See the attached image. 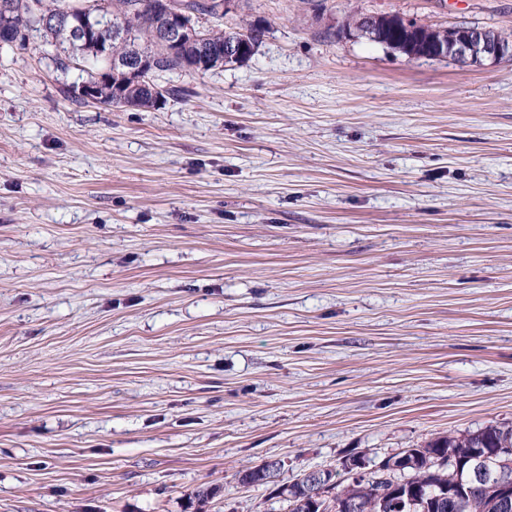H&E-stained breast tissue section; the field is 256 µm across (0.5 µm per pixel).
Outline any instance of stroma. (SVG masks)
<instances>
[{"instance_id": "stroma-1", "label": "stroma", "mask_w": 512, "mask_h": 512, "mask_svg": "<svg viewBox=\"0 0 512 512\" xmlns=\"http://www.w3.org/2000/svg\"><path fill=\"white\" fill-rule=\"evenodd\" d=\"M244 12L253 58L154 109L0 48V512H287L307 472L512 425V60L341 32L509 34L512 0ZM401 19L402 18L399 16L392 15L390 20L380 23L377 27H373H375L384 37L383 41L387 43V46H385L386 48L398 50L400 52L403 51L404 54H407V52L404 50L405 46L413 41L415 36L402 26ZM390 39L400 42L401 46L390 45L388 42Z\"/></svg>"}]
</instances>
